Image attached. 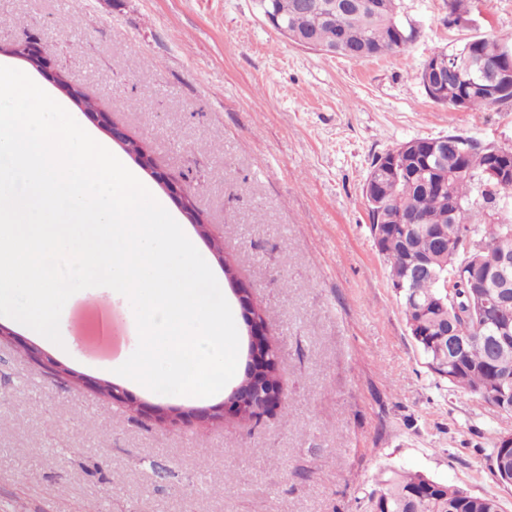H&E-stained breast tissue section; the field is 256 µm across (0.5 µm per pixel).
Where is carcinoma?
<instances>
[{
    "label": "carcinoma",
    "instance_id": "cac0c4a2",
    "mask_svg": "<svg viewBox=\"0 0 512 512\" xmlns=\"http://www.w3.org/2000/svg\"><path fill=\"white\" fill-rule=\"evenodd\" d=\"M381 9L365 6L355 9L345 0L336 4V19L322 13L303 9L300 0H261L264 9L286 28L283 36L289 41L297 37L315 40L325 50L336 49L353 53L351 60L367 61L398 53L414 39L413 29L406 28L397 17L396 0H377ZM473 0H448V24L457 25L466 20ZM499 50L498 58L512 57V46L485 37L469 46L468 64L458 70L448 82V94L439 98L430 89L427 96L435 103L456 106L464 94L470 98L466 108L477 110L512 103V91L499 96H484L470 92L480 66L493 61L489 51ZM448 140L459 143L462 152L448 149L447 165L430 159L432 167L448 170L444 192L427 187L413 168L405 175L390 178L378 171L373 162L368 179L378 180L380 205L368 210L370 232L384 234L380 255L389 269V276L401 275L416 254L437 255L435 268L448 270L450 276H462L469 268L482 271L495 266L498 252L512 250V195L496 182L487 181L485 171L492 162L497 144L484 142L462 133L448 134ZM420 214L425 224L448 225V251L440 253L428 236L416 240V254H411L401 242L399 221L411 212ZM457 306L438 311L401 297V305L408 327L416 324L428 329L448 326L454 335L465 340V349L459 356H450L444 362L436 361L435 351L429 349L432 337H414L417 347L426 358L428 369L448 384L478 396L486 404L500 411L499 394L512 395V337L497 348L487 343L493 324H484L479 313L478 300L468 289L457 292ZM428 476L400 469L384 470L378 480V489L368 499V512H407L410 493L425 484ZM420 512H499V503L493 496L473 495L462 487L442 484V489L429 495L421 504Z\"/></svg>",
    "mask_w": 512,
    "mask_h": 512
}]
</instances>
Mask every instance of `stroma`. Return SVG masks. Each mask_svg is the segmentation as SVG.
Returning <instances> with one entry per match:
<instances>
[{"instance_id": "35a3bbf8", "label": "stroma", "mask_w": 512, "mask_h": 512, "mask_svg": "<svg viewBox=\"0 0 512 512\" xmlns=\"http://www.w3.org/2000/svg\"><path fill=\"white\" fill-rule=\"evenodd\" d=\"M1 17V64L37 78L8 48L39 39L187 190L201 222L177 220L222 282L238 369L240 283L266 312L286 391L261 420L241 419L226 392L154 393L114 373L116 353L90 356L87 337L60 349L0 316V512H365L386 468L512 512V486L488 462L512 416L428 370L363 197L373 160L403 142L457 132L512 147V106L449 108L418 79L466 38L512 43V0H475L458 26L448 0H398L415 41L365 62L293 44L255 0H0Z\"/></svg>"}]
</instances>
